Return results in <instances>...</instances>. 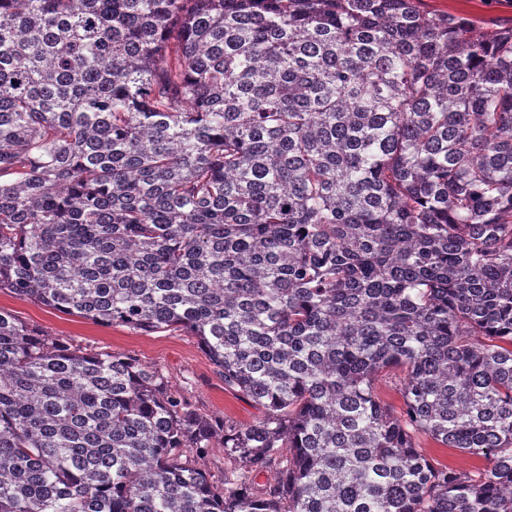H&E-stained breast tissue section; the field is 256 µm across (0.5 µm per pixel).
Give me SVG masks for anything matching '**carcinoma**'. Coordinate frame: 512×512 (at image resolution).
<instances>
[{
    "label": "carcinoma",
    "mask_w": 512,
    "mask_h": 512,
    "mask_svg": "<svg viewBox=\"0 0 512 512\" xmlns=\"http://www.w3.org/2000/svg\"><path fill=\"white\" fill-rule=\"evenodd\" d=\"M2 290L194 336L263 413L0 310V512H512V26L0 0ZM420 445L426 456L441 463L449 464L457 468H468L474 462L473 459L461 454L453 448H441L434 442L422 438ZM196 465L207 474L210 481L224 479V451L218 448L196 461Z\"/></svg>",
    "instance_id": "1"
}]
</instances>
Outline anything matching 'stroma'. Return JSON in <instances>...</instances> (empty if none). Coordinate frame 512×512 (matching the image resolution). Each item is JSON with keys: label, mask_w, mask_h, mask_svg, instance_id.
<instances>
[{"label": "stroma", "mask_w": 512, "mask_h": 512, "mask_svg": "<svg viewBox=\"0 0 512 512\" xmlns=\"http://www.w3.org/2000/svg\"><path fill=\"white\" fill-rule=\"evenodd\" d=\"M420 5L435 13L479 21L489 31L512 25V0H421ZM0 309L72 346L120 353L156 368L173 389L189 397L201 411L244 425L261 415L251 400L225 389L223 379L196 338L184 332H144L99 324L6 291L0 292Z\"/></svg>", "instance_id": "1"}]
</instances>
